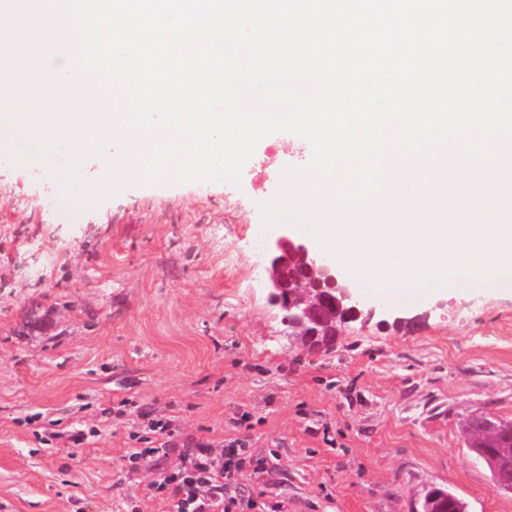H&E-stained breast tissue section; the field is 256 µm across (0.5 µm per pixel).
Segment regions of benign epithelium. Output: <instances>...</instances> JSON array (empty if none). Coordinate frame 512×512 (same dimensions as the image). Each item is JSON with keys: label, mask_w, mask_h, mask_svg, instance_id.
I'll return each instance as SVG.
<instances>
[{"label": "benign epithelium", "mask_w": 512, "mask_h": 512, "mask_svg": "<svg viewBox=\"0 0 512 512\" xmlns=\"http://www.w3.org/2000/svg\"><path fill=\"white\" fill-rule=\"evenodd\" d=\"M269 302L283 312L287 334L312 349L331 347L342 328L374 311L359 307L351 288L336 277V268L302 240L288 234L274 238L266 266ZM470 450L485 457L494 487L512 492V424L490 413L468 422Z\"/></svg>", "instance_id": "obj_1"}]
</instances>
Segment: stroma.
Returning a JSON list of instances; mask_svg holds the SVG:
<instances>
[{
    "instance_id": "stroma-1",
    "label": "stroma",
    "mask_w": 512,
    "mask_h": 512,
    "mask_svg": "<svg viewBox=\"0 0 512 512\" xmlns=\"http://www.w3.org/2000/svg\"><path fill=\"white\" fill-rule=\"evenodd\" d=\"M264 138L240 185L129 188L51 210L28 168L0 166V512H162L149 484L197 443L238 440L237 492L282 512H414L433 487L512 512L467 448L474 414L512 420V289L398 305L332 349L285 334L268 301L271 239L255 201L308 160ZM99 429L43 444L35 415ZM169 417L172 445L149 435ZM263 474H256V464Z\"/></svg>"
}]
</instances>
